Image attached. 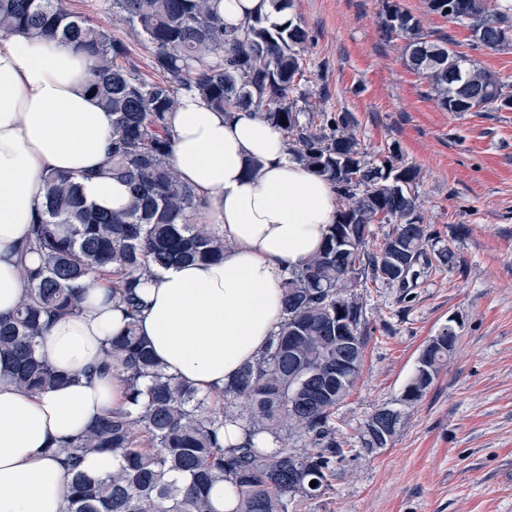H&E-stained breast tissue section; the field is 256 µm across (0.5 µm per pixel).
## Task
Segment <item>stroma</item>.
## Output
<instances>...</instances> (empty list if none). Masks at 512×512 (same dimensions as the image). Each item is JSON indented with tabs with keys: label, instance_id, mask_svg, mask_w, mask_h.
I'll use <instances>...</instances> for the list:
<instances>
[{
	"label": "stroma",
	"instance_id": "1",
	"mask_svg": "<svg viewBox=\"0 0 512 512\" xmlns=\"http://www.w3.org/2000/svg\"><path fill=\"white\" fill-rule=\"evenodd\" d=\"M423 32L512 85V48L472 49L466 27L399 0ZM385 0H292L310 40L302 53L303 113H350L369 157L396 154L418 172L416 192L435 238L409 288L359 289L366 344L358 379L332 415L345 456L320 498L290 512H512V111L442 109L428 80L408 67L402 42L381 27ZM123 41L152 78L150 48L113 17L106 0H66ZM453 327L458 340L423 397L400 406L418 358ZM382 407L402 410L388 447L370 452L361 427Z\"/></svg>",
	"mask_w": 512,
	"mask_h": 512
}]
</instances>
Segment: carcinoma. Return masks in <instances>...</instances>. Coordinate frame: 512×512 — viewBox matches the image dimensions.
<instances>
[{
  "mask_svg": "<svg viewBox=\"0 0 512 512\" xmlns=\"http://www.w3.org/2000/svg\"><path fill=\"white\" fill-rule=\"evenodd\" d=\"M109 2L132 35L150 46L156 79L143 77L127 61L122 42L73 16L65 0H0V35L24 31L58 39L85 55L92 91L112 114V177L130 190L123 210H97L83 200L77 177L44 174L45 209L32 224L31 239L39 262L19 269L23 293L12 318L0 319V356L9 359L10 381L21 390L37 393L66 382L63 372L36 353L48 318L80 311L86 288L106 271L116 273L112 308L127 324L104 348L98 373L123 376L125 407L96 418L77 440L51 449L70 474L69 512H217L210 489L218 482L234 487L233 512H289L295 498L324 493L342 457L330 420L363 358L364 313L356 289L369 280L406 284L389 271L394 246L408 274L425 256L430 234L414 191L417 171L392 154L366 159L347 112L300 122L294 93L309 33L288 16L291 0H268L267 13L238 28L226 26L218 0ZM426 5L467 27L472 48H512V3L426 0ZM382 24L386 33L404 38L407 63L428 79L445 110L471 112L489 104L512 110V85L472 65L451 40L429 39L419 20L395 0L385 4ZM183 91L221 112H260L282 132L295 160L331 182L338 202L323 248L284 279L274 338L217 397L166 373L135 331L141 289L158 269L224 258V239L212 225L195 220L204 202L170 163L169 117ZM375 223L392 229L371 252L365 241ZM339 233L344 242L338 245ZM345 332L356 342L357 363L351 376L338 381L336 365L350 359L341 344ZM456 342L455 332L446 328L425 347L419 357L424 373L406 385L413 395L401 398L405 405L422 397ZM376 417L361 427L368 451L374 441L387 447L399 430L398 419L380 430ZM227 422L241 423L251 436L268 435L276 449L269 452L250 441L224 447ZM87 451L110 452L118 465L112 474L91 479L80 469Z\"/></svg>",
  "mask_w": 512,
  "mask_h": 512,
  "instance_id": "1",
  "label": "carcinoma"
}]
</instances>
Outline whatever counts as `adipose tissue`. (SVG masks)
I'll list each match as a JSON object with an SVG mask.
<instances>
[{"label":"adipose tissue","instance_id":"adipose-tissue-1","mask_svg":"<svg viewBox=\"0 0 512 512\" xmlns=\"http://www.w3.org/2000/svg\"><path fill=\"white\" fill-rule=\"evenodd\" d=\"M89 76L72 45L0 36V318L20 297L18 268L38 262L27 243L45 206L44 172L81 176L93 207L128 202L127 185L108 171L112 115L89 96ZM171 125V163L205 202L200 223L216 225L226 249L217 263L159 270L142 292L137 329L168 374L216 393L266 350L282 314L281 282L322 247L336 193L255 110L220 112L185 95ZM254 160L262 168L252 175ZM124 325L111 290L91 287L83 310L54 321L37 347L66 384L33 394L0 377V512H67V472L49 449L122 404L117 374L85 372Z\"/></svg>","mask_w":512,"mask_h":512}]
</instances>
